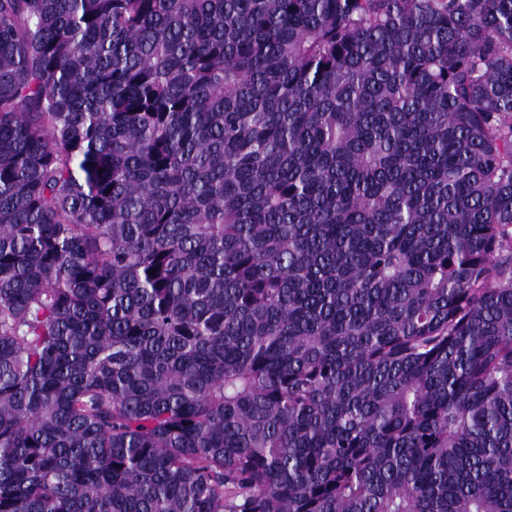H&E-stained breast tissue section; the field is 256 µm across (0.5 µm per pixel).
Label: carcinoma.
Wrapping results in <instances>:
<instances>
[{"label": "carcinoma", "instance_id": "1", "mask_svg": "<svg viewBox=\"0 0 512 512\" xmlns=\"http://www.w3.org/2000/svg\"><path fill=\"white\" fill-rule=\"evenodd\" d=\"M0 512H512V0H0Z\"/></svg>", "mask_w": 512, "mask_h": 512}]
</instances>
